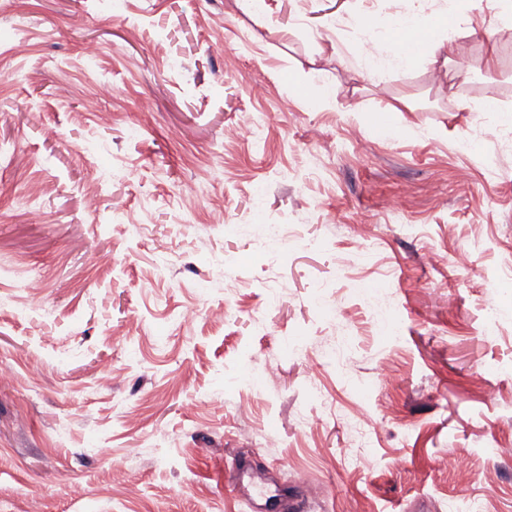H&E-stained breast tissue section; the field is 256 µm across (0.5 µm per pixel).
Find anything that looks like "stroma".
Listing matches in <instances>:
<instances>
[{"label": "stroma", "mask_w": 512, "mask_h": 512, "mask_svg": "<svg viewBox=\"0 0 512 512\" xmlns=\"http://www.w3.org/2000/svg\"><path fill=\"white\" fill-rule=\"evenodd\" d=\"M266 3L0 0L30 45L0 43V512H255L235 457L291 490L307 469L306 512H512V27L460 0L441 86L358 64L401 0Z\"/></svg>", "instance_id": "35a3bbf8"}]
</instances>
